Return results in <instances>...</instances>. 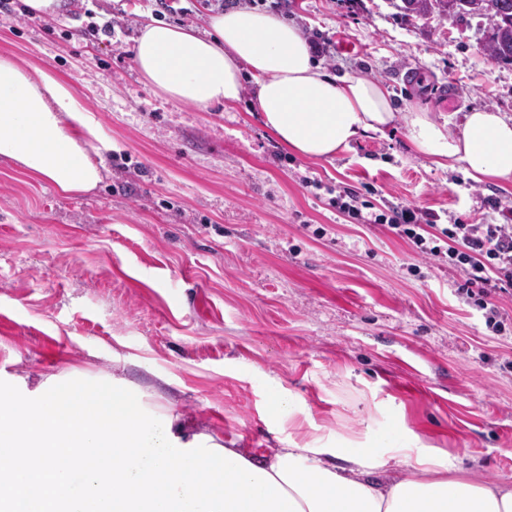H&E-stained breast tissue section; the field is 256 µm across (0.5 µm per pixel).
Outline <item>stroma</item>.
<instances>
[{
	"label": "stroma",
	"instance_id": "1",
	"mask_svg": "<svg viewBox=\"0 0 512 512\" xmlns=\"http://www.w3.org/2000/svg\"><path fill=\"white\" fill-rule=\"evenodd\" d=\"M309 39H344L327 72L384 83L456 130L463 112L512 115V64L489 58L486 19L405 16L388 0H240ZM213 0H71L50 20L10 0L0 54L70 84L110 143L103 180L75 197L0 159V376L35 388L70 374L123 377L195 432L262 453L391 436L512 488V293L500 330L447 259L421 260L378 224L349 221L330 188L500 224L512 192L433 167L402 127L331 160L289 152L262 126L255 87L201 110L137 73L142 14L206 29ZM111 23V34L101 33ZM314 178L311 186L302 177ZM292 415L269 420L277 392Z\"/></svg>",
	"mask_w": 512,
	"mask_h": 512
}]
</instances>
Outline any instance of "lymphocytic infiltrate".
Wrapping results in <instances>:
<instances>
[{"label": "lymphocytic infiltrate", "instance_id": "lymphocytic-infiltrate-1", "mask_svg": "<svg viewBox=\"0 0 512 512\" xmlns=\"http://www.w3.org/2000/svg\"><path fill=\"white\" fill-rule=\"evenodd\" d=\"M438 219V214L416 207L393 206L374 221L405 240L421 258L444 256L449 264L462 267L464 288L476 289L477 306L487 323H496L491 298L512 290V224L459 221L442 227Z\"/></svg>", "mask_w": 512, "mask_h": 512}]
</instances>
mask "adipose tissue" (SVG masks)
<instances>
[{"label":"adipose tissue","instance_id":"adipose-tissue-1","mask_svg":"<svg viewBox=\"0 0 512 512\" xmlns=\"http://www.w3.org/2000/svg\"><path fill=\"white\" fill-rule=\"evenodd\" d=\"M133 61L166 99L200 107L235 104L251 75L263 126L303 158L332 159L399 121L436 167L512 188V117L472 109L452 132L427 109L398 112L387 86L326 73L302 31L274 13L231 6L203 33L145 17ZM96 141L66 82L0 55V158L78 196L101 181ZM402 463L388 480L381 454L360 443L227 448L116 378L0 389V512H512V488L452 476L425 452Z\"/></svg>","mask_w":512,"mask_h":512}]
</instances>
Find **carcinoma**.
Masks as SVG:
<instances>
[{
  "mask_svg": "<svg viewBox=\"0 0 512 512\" xmlns=\"http://www.w3.org/2000/svg\"><path fill=\"white\" fill-rule=\"evenodd\" d=\"M401 3V9L420 16L438 12L450 20L462 14L490 18L493 33L486 50L494 61L512 62V0H401Z\"/></svg>",
  "mask_w": 512,
  "mask_h": 512,
  "instance_id": "carcinoma-1",
  "label": "carcinoma"
}]
</instances>
